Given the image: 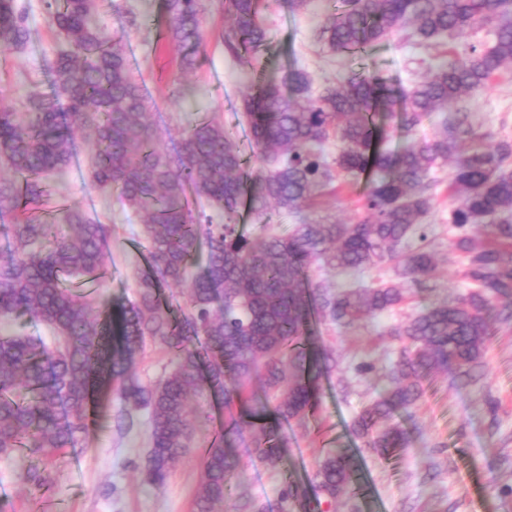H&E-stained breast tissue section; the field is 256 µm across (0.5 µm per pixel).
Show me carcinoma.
<instances>
[{
	"mask_svg": "<svg viewBox=\"0 0 512 512\" xmlns=\"http://www.w3.org/2000/svg\"><path fill=\"white\" fill-rule=\"evenodd\" d=\"M230 24L224 45L246 63L269 40L258 0H218ZM67 43L48 65L53 90L30 91L26 111L0 109V217L11 215L13 246L0 251V324L24 316L54 334L0 338V455L75 448L88 432L100 393L119 402L118 430L148 414L142 480L161 487L193 436L189 397L238 403L258 428L255 452L273 461L287 439L282 424L305 423L319 404V379L338 367L317 344L313 324L350 327L391 311L410 286L438 275L436 252L423 219L436 201L438 172L450 168L451 250L470 291L426 299L391 327L397 356L383 387L360 412L354 431L381 457L411 445L394 414L413 406L423 381L453 370L470 379L482 363L493 322L512 324V139L480 132L468 112L448 105L484 93L512 66V0H340L329 9L320 39L333 52L363 54L403 32L430 47L485 24L489 46L470 45L399 91L365 63L313 89L303 68L260 84L243 99L250 147L207 113L188 121L172 151L161 150L150 100L137 82L121 41L95 20L97 0H45ZM201 0H164L165 38L182 48L184 73L197 68L202 44ZM29 30L16 0H0V49L24 46ZM444 112L432 138L423 122ZM87 130L90 176L144 217L148 269L134 300L92 314L89 283L102 278L111 228L79 209L54 222L49 178L77 158L74 131ZM400 144L383 147L391 130ZM336 152H326L328 144ZM358 219L338 224L302 216L330 187L355 188ZM204 200L224 216L215 223L194 212ZM260 223L243 230V206ZM273 211L299 218L286 233L265 218ZM338 272L384 268L386 275L331 292L309 279L312 266ZM186 290L177 315L162 289ZM166 350L173 369L151 385L133 371L147 343ZM239 460L229 440L214 441L202 461L195 512H220ZM315 480L332 502L357 483L353 456L341 448L319 462Z\"/></svg>",
	"mask_w": 512,
	"mask_h": 512,
	"instance_id": "cac0c4a2",
	"label": "carcinoma"
}]
</instances>
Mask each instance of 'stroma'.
Here are the masks:
<instances>
[{
    "mask_svg": "<svg viewBox=\"0 0 512 512\" xmlns=\"http://www.w3.org/2000/svg\"><path fill=\"white\" fill-rule=\"evenodd\" d=\"M18 5L31 37L21 48L0 52V106L20 112L26 92L48 90L46 66L65 41L43 0H18ZM259 12L270 40L252 64L242 65L224 47L223 12L208 5L202 18L204 53L185 76L179 49L156 42L164 23L159 0H99V27L108 37L124 39L136 75L154 102L164 149L178 144L195 113L217 115L241 147L249 148L242 97L251 86L294 67L306 69L318 87L348 71V57L320 47L323 0H310L297 11L288 0H261ZM491 39L485 27L425 49L397 35L375 45L371 57L394 84L405 85L424 76L448 49L461 51ZM180 83L188 91L178 97L173 89ZM468 106L476 125L512 137V72ZM88 172L83 145L77 163L51 181V200L111 225L107 265L112 277L96 296L115 303L134 299L137 276L146 267L142 219L123 207L115 193L95 187ZM421 299L420 292H412L395 310L351 329L329 321L316 324L320 345L335 353L339 366L321 378L319 405L306 423L284 425L288 446L276 463L257 457L251 431L236 439L240 470L223 512H301L282 495L289 483L305 492L310 512H512V324L497 325L475 381L463 384L452 372L435 376L425 382L416 406L397 415L412 439L402 454L378 458L352 429L355 416L380 387V369L393 357L387 329L414 314ZM364 363L374 364V371L360 373ZM191 408L193 440L161 487L142 481L149 448L146 414L138 413L133 430L117 432L113 418L119 405L108 401L78 447L45 458L24 449L0 456V512H194L206 445L223 435L225 420L239 408L197 399ZM334 448L356 455L360 478L355 495L329 505L322 502L313 476L322 454ZM35 468L46 478L43 485L27 479Z\"/></svg>",
    "mask_w": 512,
    "mask_h": 512,
    "instance_id": "1",
    "label": "stroma"
}]
</instances>
